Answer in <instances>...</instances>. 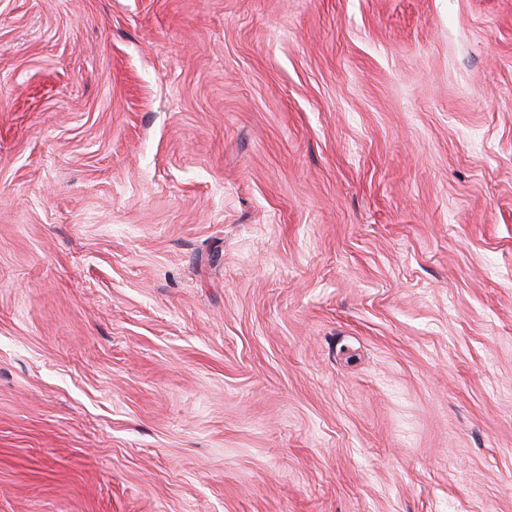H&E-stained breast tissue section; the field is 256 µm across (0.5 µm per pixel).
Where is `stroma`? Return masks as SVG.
I'll list each match as a JSON object with an SVG mask.
<instances>
[{
  "mask_svg": "<svg viewBox=\"0 0 512 512\" xmlns=\"http://www.w3.org/2000/svg\"><path fill=\"white\" fill-rule=\"evenodd\" d=\"M0 512H512V0H0Z\"/></svg>",
  "mask_w": 512,
  "mask_h": 512,
  "instance_id": "1",
  "label": "stroma"
}]
</instances>
